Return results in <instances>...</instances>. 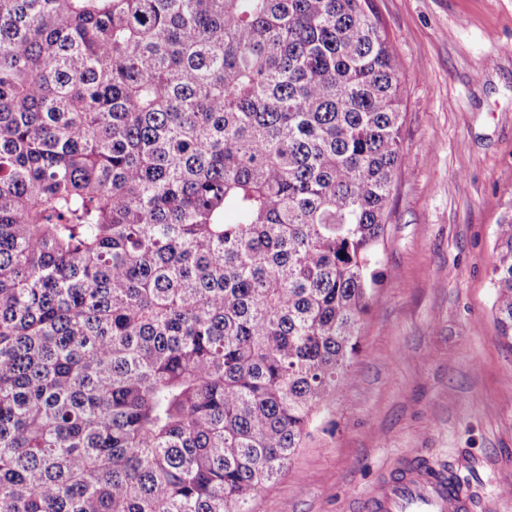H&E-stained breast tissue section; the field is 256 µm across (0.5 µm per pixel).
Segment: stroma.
Listing matches in <instances>:
<instances>
[{
	"instance_id": "obj_1",
	"label": "stroma",
	"mask_w": 512,
	"mask_h": 512,
	"mask_svg": "<svg viewBox=\"0 0 512 512\" xmlns=\"http://www.w3.org/2000/svg\"><path fill=\"white\" fill-rule=\"evenodd\" d=\"M404 70L403 165L349 382L253 512H358L425 461L512 512V346L493 304L512 207V0H374Z\"/></svg>"
}]
</instances>
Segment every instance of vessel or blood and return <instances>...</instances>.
<instances>
[{"mask_svg":"<svg viewBox=\"0 0 512 512\" xmlns=\"http://www.w3.org/2000/svg\"><path fill=\"white\" fill-rule=\"evenodd\" d=\"M365 512H472L464 483L448 481L417 468L377 484L363 503Z\"/></svg>","mask_w":512,"mask_h":512,"instance_id":"obj_1","label":"vessel or blood"}]
</instances>
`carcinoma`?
<instances>
[{
    "instance_id": "cac0c4a2",
    "label": "carcinoma",
    "mask_w": 512,
    "mask_h": 512,
    "mask_svg": "<svg viewBox=\"0 0 512 512\" xmlns=\"http://www.w3.org/2000/svg\"><path fill=\"white\" fill-rule=\"evenodd\" d=\"M401 73L372 0H0V512H251L351 380Z\"/></svg>"
}]
</instances>
